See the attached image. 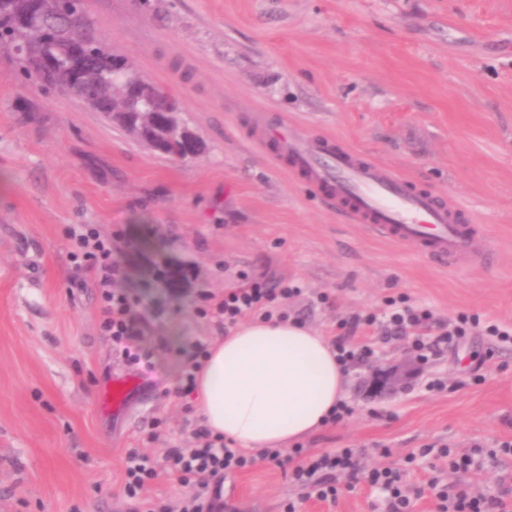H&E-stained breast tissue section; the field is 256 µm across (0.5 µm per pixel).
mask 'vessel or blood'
<instances>
[{
  "mask_svg": "<svg viewBox=\"0 0 512 512\" xmlns=\"http://www.w3.org/2000/svg\"><path fill=\"white\" fill-rule=\"evenodd\" d=\"M276 162L308 178L355 223L384 238L414 245L431 259L448 263L470 246L474 227L452 203L413 188L378 162L334 140L305 138L285 126L269 128ZM126 378L113 379L102 396L103 409L120 408Z\"/></svg>",
  "mask_w": 512,
  "mask_h": 512,
  "instance_id": "vessel-or-blood-1",
  "label": "vessel or blood"
}]
</instances>
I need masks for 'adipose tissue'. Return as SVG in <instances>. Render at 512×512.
I'll return each instance as SVG.
<instances>
[{"label":"adipose tissue","instance_id":"1","mask_svg":"<svg viewBox=\"0 0 512 512\" xmlns=\"http://www.w3.org/2000/svg\"><path fill=\"white\" fill-rule=\"evenodd\" d=\"M345 383L324 337L297 321L256 320L211 346L196 405L212 435L249 451L283 448L323 426Z\"/></svg>","mask_w":512,"mask_h":512}]
</instances>
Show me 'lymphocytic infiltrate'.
Listing matches in <instances>:
<instances>
[{
	"label": "lymphocytic infiltrate",
	"instance_id": "obj_1",
	"mask_svg": "<svg viewBox=\"0 0 512 512\" xmlns=\"http://www.w3.org/2000/svg\"><path fill=\"white\" fill-rule=\"evenodd\" d=\"M73 258L79 259L95 273L98 279L101 301L100 328L112 343V355L127 368L144 372L151 371L149 354L139 342L143 326L130 296L117 288L122 275L120 262L114 255L111 240L103 238L90 225L83 224L69 232ZM290 287L264 288L253 283L228 291L216 298L211 306L212 314L225 325L236 324L240 319L262 314L273 315L276 301L296 296ZM429 311L403 306L393 309L385 320L375 315L354 316L348 320L349 329L360 324L378 325L383 339L405 336L408 329L430 321ZM480 331L500 343L512 341V332L500 325L480 321L479 317L459 314L455 322L442 334L426 341L415 338L411 349L421 360H428L441 352L443 347L456 344L471 332ZM199 443L192 448L168 449L164 460H156L137 448L129 449L125 456L123 493L133 506V512H220L222 507L225 477L233 472L252 468L263 461L276 466L283 465V451L266 448L259 455L233 447L220 439L211 438L207 431L197 434ZM291 454L298 463L289 473L293 485L301 491V497L320 500H336L340 488V475L364 474L370 486L384 494V512H413L414 501L402 483L401 470L383 467L368 471L359 468L362 453L355 448H341L333 452L309 453L306 448H292ZM421 456H433L448 467V472L457 474L480 472L505 467L512 459V442L500 443L495 448L476 447L467 452H458L447 446H428L421 449ZM166 474L188 492L180 506L154 503L147 499L146 492L159 472ZM427 488L435 501L436 512H512V492L500 488L493 494H473L469 485L445 482L442 474H434Z\"/></svg>",
	"mask_w": 512,
	"mask_h": 512
}]
</instances>
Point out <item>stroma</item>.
Masks as SVG:
<instances>
[{
    "label": "stroma",
    "instance_id": "35a3bbf8",
    "mask_svg": "<svg viewBox=\"0 0 512 512\" xmlns=\"http://www.w3.org/2000/svg\"><path fill=\"white\" fill-rule=\"evenodd\" d=\"M113 54L185 107L205 144L188 160L159 155L68 94L23 80L0 51V512H130L128 449L155 456L192 444L195 394L180 390L202 317L245 277L299 287L288 314L342 335L352 314L392 298L437 323L479 315L512 328V0H89ZM333 136L420 188L456 201L478 225L476 255L448 267L337 212L276 167L248 134L252 116ZM92 224L125 267L154 370L121 411L100 394L125 368L100 327L90 272L68 229ZM326 303H319V296ZM375 341L347 372L352 415L305 438L314 452L392 448L390 465L424 485L445 444L512 441V344L474 333L428 361L408 341ZM444 389H431L434 381ZM161 435L149 441L152 421ZM287 470L264 464L224 481V512H283L298 497ZM365 482L300 512H380Z\"/></svg>",
    "mask_w": 512,
    "mask_h": 512
}]
</instances>
